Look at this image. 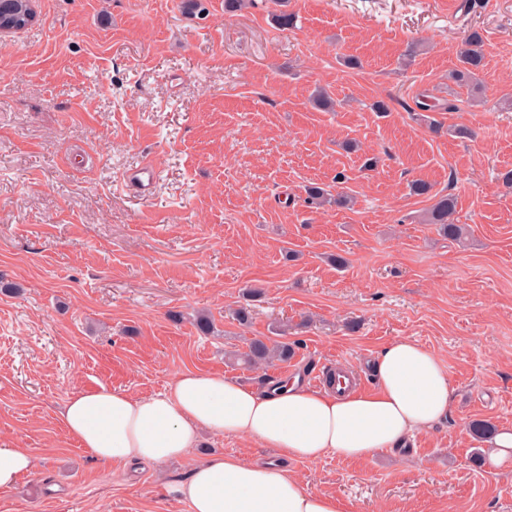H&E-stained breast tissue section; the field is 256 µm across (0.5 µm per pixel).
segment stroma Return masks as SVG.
<instances>
[{
  "instance_id": "1",
  "label": "stroma",
  "mask_w": 512,
  "mask_h": 512,
  "mask_svg": "<svg viewBox=\"0 0 512 512\" xmlns=\"http://www.w3.org/2000/svg\"><path fill=\"white\" fill-rule=\"evenodd\" d=\"M462 2L287 0L285 29L271 0H35L34 23L0 34V442L35 458L0 512H191L161 476L276 456L207 434L161 467L94 460L58 419L83 389L146 397L189 369L362 379L398 338L445 363L447 419L401 452L291 472L341 512H512V465L475 457L470 430L512 427V0ZM474 28L473 88L448 73ZM417 180L455 196L466 240L425 223ZM311 186L350 204H307ZM283 322L291 360L232 361Z\"/></svg>"
}]
</instances>
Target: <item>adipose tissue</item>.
I'll return each mask as SVG.
<instances>
[{"label":"adipose tissue","mask_w":512,"mask_h":512,"mask_svg":"<svg viewBox=\"0 0 512 512\" xmlns=\"http://www.w3.org/2000/svg\"><path fill=\"white\" fill-rule=\"evenodd\" d=\"M374 391L340 393L299 381L247 386L217 373L184 371L165 391L137 397L104 385L70 397L59 414L66 434L90 457L127 465L183 459L202 433L253 439L276 460L217 455L165 481L191 512H339L335 496L308 489L289 462L333 452L366 459L403 448L445 420L453 388L438 355L416 341L386 344Z\"/></svg>","instance_id":"obj_1"}]
</instances>
